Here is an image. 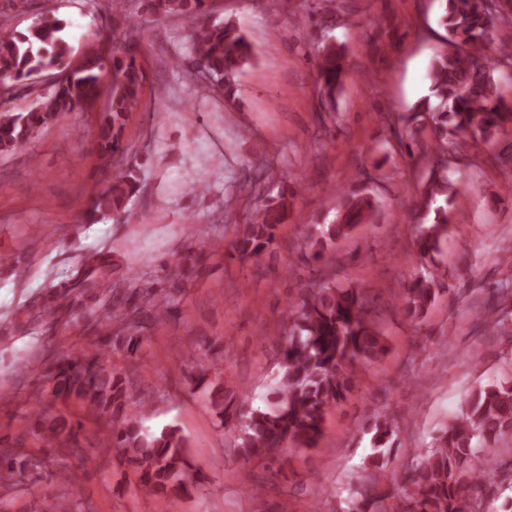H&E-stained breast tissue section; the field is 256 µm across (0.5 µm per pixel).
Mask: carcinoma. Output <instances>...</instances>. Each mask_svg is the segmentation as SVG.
<instances>
[{"instance_id": "obj_1", "label": "carcinoma", "mask_w": 512, "mask_h": 512, "mask_svg": "<svg viewBox=\"0 0 512 512\" xmlns=\"http://www.w3.org/2000/svg\"><path fill=\"white\" fill-rule=\"evenodd\" d=\"M146 11L158 17L176 16L189 28L191 48L176 60L177 67L209 80L215 95L235 97L238 76L254 58L253 46L241 27L231 19L205 20L209 0H146ZM439 23L446 31L444 46L434 52L427 74L437 104L424 100L398 115L391 127L409 156L417 149L434 160L419 199L421 209L434 211L433 222L420 228L416 238L423 259L434 257L448 234L453 194L448 166L460 165L478 140L485 141L503 124L512 123V102L502 96L500 82L487 62L488 32L497 23L512 24V0H445ZM63 30L61 20L47 14L28 33L0 42V81L30 88L37 77L51 76L28 111L0 113L1 153L17 150L32 132L63 113L93 108L108 68L112 70L111 97L98 141L107 155L120 150L124 122L139 105L144 79L137 42L127 38L113 42L108 51L92 49L76 62ZM316 72L321 94L334 98L342 87V46L330 42L319 47ZM138 186L133 167L113 172L88 216L126 211ZM287 202L282 196L263 204L252 222L243 225L231 256L252 258L274 244L275 231L287 218ZM373 208L368 195L346 197L334 220L309 234L312 257H320L332 242L368 223ZM437 283L434 273L421 272L404 291L405 314L415 317L426 310L437 296ZM131 297L138 300L132 311L114 306L112 313L120 320L132 317L139 329L166 321L175 299L160 288L135 289ZM380 316L375 301L362 288L319 283L301 289L298 300L283 312L289 322L288 338L266 407L231 412L224 407V389H219V397L211 395V406L219 417L239 428L238 446L245 457L274 460L279 449L288 445L318 447L327 409L351 391L348 373L357 364L385 353ZM141 347L140 336H116L111 343L101 340L77 357L56 364L44 379V395L53 404L77 405L83 420L70 421L60 413L38 416L29 434L47 455H27L20 438L3 443L0 477L7 476L11 486L19 477H40L58 464L48 453L68 456L82 451L83 421L110 416L117 421L112 447L118 449L120 462L130 466L149 491L167 496L168 505L174 506L180 493L199 480L200 471L189 461L179 427L168 425L151 433L138 419L124 414L132 383L122 367L110 363L109 351L132 357ZM371 430L376 448L385 446L394 433L386 419L375 420ZM508 433H512L511 379L473 393L464 410L443 430L435 448L407 474L396 512H473L470 490L492 479L485 463L476 459L473 440L494 441ZM377 501L373 487L365 485L357 491L350 512H381Z\"/></svg>"}]
</instances>
